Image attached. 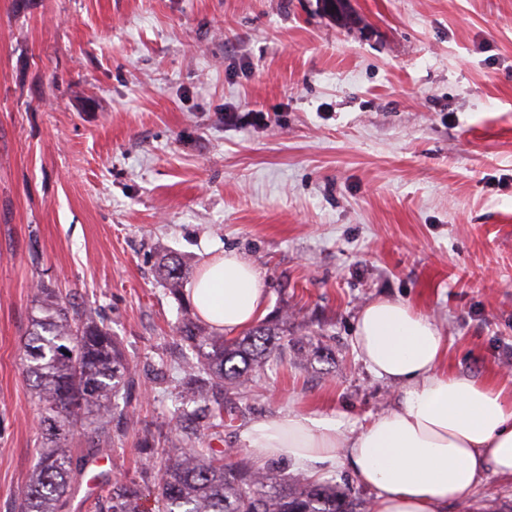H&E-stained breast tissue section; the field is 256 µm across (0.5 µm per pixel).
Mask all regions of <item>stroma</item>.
Returning <instances> with one entry per match:
<instances>
[{
  "label": "stroma",
  "mask_w": 512,
  "mask_h": 512,
  "mask_svg": "<svg viewBox=\"0 0 512 512\" xmlns=\"http://www.w3.org/2000/svg\"><path fill=\"white\" fill-rule=\"evenodd\" d=\"M260 272L286 349L198 447L290 411L356 428L396 385L358 357L361 309L430 317L447 367L512 379V0H0V512L36 467L22 344L37 282L96 311L137 367L92 478L157 474L187 395L167 253ZM152 435L155 451L140 443Z\"/></svg>",
  "instance_id": "obj_1"
}]
</instances>
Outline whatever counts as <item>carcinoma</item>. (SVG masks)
Returning a JSON list of instances; mask_svg holds the SVG:
<instances>
[{"label": "carcinoma", "mask_w": 512, "mask_h": 512, "mask_svg": "<svg viewBox=\"0 0 512 512\" xmlns=\"http://www.w3.org/2000/svg\"><path fill=\"white\" fill-rule=\"evenodd\" d=\"M188 274L187 263L177 256L164 258L159 266L162 283L179 302ZM35 298L40 315L32 319L23 352L45 442L16 512H64L74 469L99 454L97 438L111 423V399L134 385L136 369L95 311L70 309L45 283L37 286ZM176 333L194 353L183 373L196 392V407L175 416L176 452L159 476L102 481L93 512H366L349 487L300 473L276 481L243 463L224 461L237 455L233 448L206 453L196 447L200 430L223 421L220 395L253 379L280 349L288 337V319L228 338L187 310ZM79 429L90 444L76 461L61 450V442Z\"/></svg>", "instance_id": "1"}]
</instances>
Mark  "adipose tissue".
I'll return each instance as SVG.
<instances>
[{"label":"adipose tissue","instance_id":"1","mask_svg":"<svg viewBox=\"0 0 512 512\" xmlns=\"http://www.w3.org/2000/svg\"><path fill=\"white\" fill-rule=\"evenodd\" d=\"M186 296L229 334L266 313L259 271L232 252L209 260ZM353 345L369 370L398 385L396 407L347 435L338 418L256 419L243 439L257 458H286L315 479L348 469L372 490L370 512H448L487 475L512 481V384L448 372L441 331L398 300L364 307Z\"/></svg>","mask_w":512,"mask_h":512}]
</instances>
